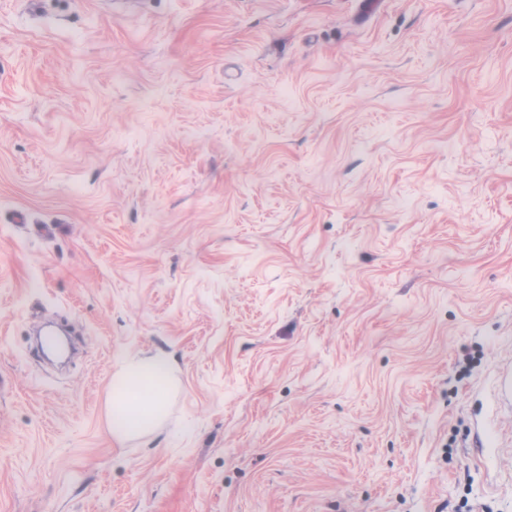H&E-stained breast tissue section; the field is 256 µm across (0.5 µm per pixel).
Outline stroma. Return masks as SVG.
Here are the masks:
<instances>
[{"mask_svg":"<svg viewBox=\"0 0 512 512\" xmlns=\"http://www.w3.org/2000/svg\"><path fill=\"white\" fill-rule=\"evenodd\" d=\"M361 2L0 0V512H512V0ZM173 379V365L157 352L127 361L112 381V436L123 440L155 430L165 414Z\"/></svg>","mask_w":512,"mask_h":512,"instance_id":"35a3bbf8","label":"stroma"}]
</instances>
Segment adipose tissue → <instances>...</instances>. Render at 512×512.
Wrapping results in <instances>:
<instances>
[{"label":"adipose tissue","mask_w":512,"mask_h":512,"mask_svg":"<svg viewBox=\"0 0 512 512\" xmlns=\"http://www.w3.org/2000/svg\"><path fill=\"white\" fill-rule=\"evenodd\" d=\"M173 379V365L157 352L127 361L112 381V435L122 440L155 430L165 414Z\"/></svg>","instance_id":"adipose-tissue-1"}]
</instances>
